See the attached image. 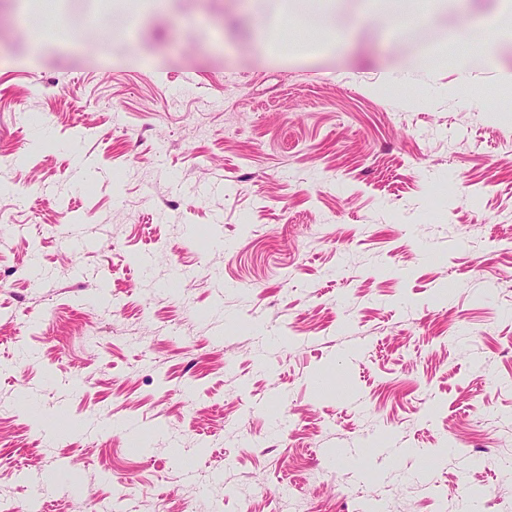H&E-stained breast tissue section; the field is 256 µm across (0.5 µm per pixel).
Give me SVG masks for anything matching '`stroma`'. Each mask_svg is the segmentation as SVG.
I'll return each mask as SVG.
<instances>
[{"mask_svg":"<svg viewBox=\"0 0 512 512\" xmlns=\"http://www.w3.org/2000/svg\"><path fill=\"white\" fill-rule=\"evenodd\" d=\"M276 4L0 0L15 512L512 499L499 2Z\"/></svg>","mask_w":512,"mask_h":512,"instance_id":"obj_1","label":"stroma"}]
</instances>
